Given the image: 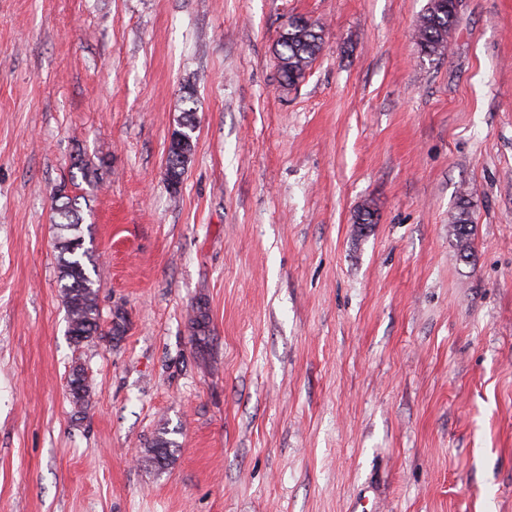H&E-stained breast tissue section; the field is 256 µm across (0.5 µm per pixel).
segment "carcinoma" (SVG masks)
Here are the masks:
<instances>
[{
    "instance_id": "1",
    "label": "carcinoma",
    "mask_w": 512,
    "mask_h": 512,
    "mask_svg": "<svg viewBox=\"0 0 512 512\" xmlns=\"http://www.w3.org/2000/svg\"><path fill=\"white\" fill-rule=\"evenodd\" d=\"M458 22V9L454 0H428L419 16L415 30L416 44L422 55L439 60L448 50V35ZM301 35L278 44L279 73L283 84L293 86L305 78L307 71L320 54L324 44L322 27L315 23L299 28ZM195 146L187 151L167 150L166 181L174 187L182 183L186 167ZM454 236L460 257L471 255L473 225L470 216L471 202L468 195L458 199ZM83 221L79 197L59 192L53 206V223L56 226L55 249L58 251L59 288L68 322V335L80 343L98 333L99 309L97 283L88 272L96 266L93 250L84 246L81 231Z\"/></svg>"
}]
</instances>
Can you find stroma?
Returning <instances> with one entry per match:
<instances>
[{"mask_svg":"<svg viewBox=\"0 0 512 512\" xmlns=\"http://www.w3.org/2000/svg\"><path fill=\"white\" fill-rule=\"evenodd\" d=\"M427 2L0 0V512H512V0H459L438 61ZM295 15L325 44L287 88ZM62 188L101 271L78 345ZM456 0H429L415 30L420 53L440 60L448 50V35L458 22ZM180 126H184L183 129ZM195 117H194V108L190 107L188 109H184L181 119L178 121V128L184 131L191 139L192 146L188 148L186 153L181 151H174L170 148L167 150L166 154V181L167 186L170 190L171 186H176L182 183V177L185 173L186 167L191 160V157L194 153L195 142H194V132H195ZM179 188L174 190H170L171 193H178ZM458 213L455 217L454 236L456 246L461 258H469L471 255V236L473 225L470 216L471 202L468 195L461 194L458 199Z\"/></svg>","mask_w":512,"mask_h":512,"instance_id":"1","label":"stroma"}]
</instances>
